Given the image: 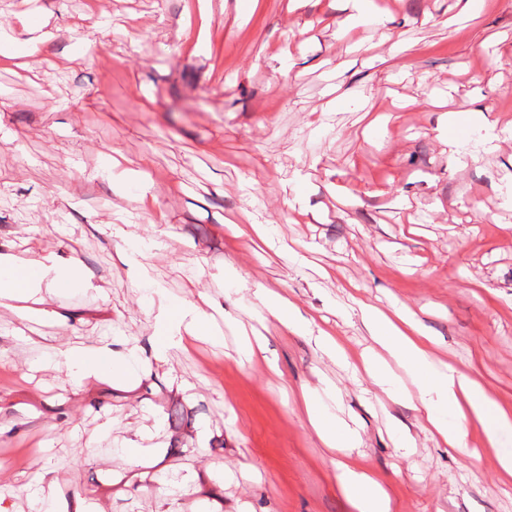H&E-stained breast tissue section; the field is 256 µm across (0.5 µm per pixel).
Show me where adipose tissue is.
I'll return each instance as SVG.
<instances>
[{
    "label": "adipose tissue",
    "instance_id": "ef3b65f1",
    "mask_svg": "<svg viewBox=\"0 0 512 512\" xmlns=\"http://www.w3.org/2000/svg\"><path fill=\"white\" fill-rule=\"evenodd\" d=\"M28 268L25 261L0 256V300L32 299L41 289L53 290L72 282L76 271L75 263L65 264L51 256L37 262V276H28ZM255 295L286 331L313 333L309 322L293 312L287 297L264 288L257 289ZM353 306L359 310L371 336L387 353L383 359H364V373L384 386L388 395L397 396L401 388L391 367L395 364L402 367L416 386L417 402L426 422L450 447L469 455L466 423L470 420L479 422L492 440L512 427V417L498 409L482 386L452 368L443 372L433 370L416 322L399 311L385 316L358 299ZM316 336L332 360H343L344 350L335 337L324 332ZM314 400V407L308 408L307 413L323 443L330 448L356 447L360 440L358 431L331 415L322 403V395H315ZM336 467L353 512H389V498L372 475L356 468L347 458L339 460Z\"/></svg>",
    "mask_w": 512,
    "mask_h": 512
}]
</instances>
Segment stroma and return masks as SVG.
I'll use <instances>...</instances> for the list:
<instances>
[{
	"instance_id": "obj_1",
	"label": "stroma",
	"mask_w": 512,
	"mask_h": 512,
	"mask_svg": "<svg viewBox=\"0 0 512 512\" xmlns=\"http://www.w3.org/2000/svg\"><path fill=\"white\" fill-rule=\"evenodd\" d=\"M373 3L389 15L357 27L355 52L337 35L351 0H253L244 16L237 0H62L30 70L0 57V253L52 251L93 275L0 313V512H352L302 399L328 385L391 512H512L498 463L512 428L493 445L469 425L468 457L431 435L354 372L381 348L349 307L411 312L435 368L512 416V0L463 18L456 0ZM70 53L84 62L55 67ZM336 84L347 98L330 110ZM454 112L476 117L461 162ZM112 149L133 173L123 195L93 175ZM120 210L134 220L118 238L105 226ZM244 210L267 242L226 231ZM258 286L338 336L348 366L276 326ZM157 288L208 300L220 341L156 360ZM247 335L264 344L244 363ZM132 343L147 366L130 378L77 388L56 362Z\"/></svg>"
}]
</instances>
